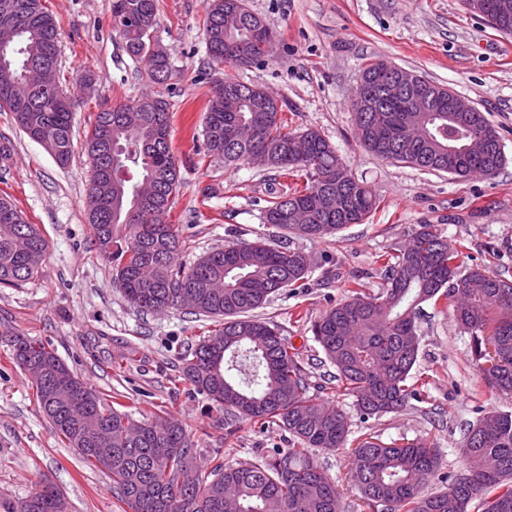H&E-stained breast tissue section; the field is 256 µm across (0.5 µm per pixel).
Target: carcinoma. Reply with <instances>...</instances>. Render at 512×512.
<instances>
[{
	"label": "carcinoma",
	"mask_w": 512,
	"mask_h": 512,
	"mask_svg": "<svg viewBox=\"0 0 512 512\" xmlns=\"http://www.w3.org/2000/svg\"><path fill=\"white\" fill-rule=\"evenodd\" d=\"M500 0H465L467 10L496 31L512 34V0L495 13ZM155 0H112V31L134 61L146 62L141 78L164 85L172 77L169 58L153 39ZM21 33L0 70V110L12 113L24 132L40 133V144L58 165L73 153L72 117L79 99L63 86L37 88L24 73L58 65L59 26L42 0H0V24ZM264 20L246 0H210L205 30L211 63L235 69L265 58L254 28ZM232 28L236 46L224 42ZM399 67L382 60L363 67L362 95L389 112H363L352 103L357 134L374 154L428 172L459 177L495 175L505 155L495 128L483 112H457L448 120V89L421 79L434 112H400L387 97V80ZM395 127L387 142L377 139V118ZM170 103L146 95L131 103L104 102L85 141L91 176L85 207L98 254L112 263L128 302L141 312L181 308L222 320L220 327L188 345L180 357L177 382L204 396L216 411L215 426L233 435L240 423L282 425L292 446L253 463L216 465L198 474L197 449L185 426L162 407L139 417L119 408L107 394L76 377L80 393L68 400L49 398L41 384L36 397L68 447L93 468L108 473L112 491L130 512H343L336 485L313 455L338 451L349 435L347 417L329 400L310 394L306 373L277 329L253 315L286 288L308 278L307 254L289 245L293 237L322 239L348 224H362L377 209L371 190L350 172L336 148L319 131L288 129L282 107L263 87L234 76L212 88L203 125L208 153L224 163L251 162L253 154L272 157L268 169L306 178L268 200L262 223L281 235L258 238L204 254L188 270L177 264L184 244L179 228L167 222L182 181L169 145ZM308 141L302 157L292 138ZM116 244L106 253L104 240ZM47 241L36 225L0 197V285L37 277ZM458 254L432 224H423L407 246L384 265L386 285L374 297L355 284L352 296L326 310L313 335L336 368V387L355 398L362 416L393 413L421 389L408 384L418 361L416 325L420 305L446 303L470 336L471 353L483 385L512 395V283L474 268L462 275ZM9 359L21 368L31 362L49 371L67 367L43 342L15 334ZM104 428L112 462L99 461L85 439L83 424ZM496 461L488 471L465 467L447 476L448 485L428 492L439 478V454L422 444L377 448L366 441L352 450L354 477L372 512H512V415L488 411L468 430L463 456ZM35 512H60L64 501L50 483L30 493Z\"/></svg>",
	"instance_id": "1"
}]
</instances>
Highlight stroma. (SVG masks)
I'll use <instances>...</instances> for the list:
<instances>
[{
    "label": "stroma",
    "instance_id": "stroma-1",
    "mask_svg": "<svg viewBox=\"0 0 512 512\" xmlns=\"http://www.w3.org/2000/svg\"><path fill=\"white\" fill-rule=\"evenodd\" d=\"M59 24L60 78L68 90L91 73L73 123V155L59 167L0 111V196L9 198L48 242L34 279L0 287V501L26 497L41 480L64 495L68 512H126L111 478L87 466L40 412L30 374L9 362L16 333L51 348L79 376L130 409L166 406L188 429L200 471L213 462L248 463L287 447L278 425H242L225 437L216 412L177 384L178 360L191 337L207 336L213 319L186 309L140 313L127 303L111 264L95 249L84 201L89 164L82 145L102 100L116 103L152 93L111 27L112 0H43ZM275 34L266 61L239 69L244 82L276 96L293 127L324 134L352 174L379 197L362 224L323 240H295L312 260L306 288L283 291L258 309L278 326L314 387L334 398L348 418L346 449L318 452L345 512H372L353 477L352 454L365 441L392 448L422 443L437 449L440 471L459 470L469 425L482 412L512 413V397L480 385L470 338L449 312L424 304L420 354L413 370L426 385L399 412L360 416L350 396L334 390L336 373L312 333L320 314L348 296L357 282L379 292L382 260L398 253L420 225H436L459 253L460 273L487 269L512 281V35L472 15L463 0H247ZM207 0H156L154 38L166 49L173 77L161 92L169 101L171 149L182 187L168 218L185 241L178 255L192 266L206 251L256 237H275L261 223L271 194L291 179L250 164L225 167L203 153V122L213 85L224 69L211 65L203 19ZM380 59L413 71L470 100L497 130L506 162L494 177L459 179L419 170L369 152L357 139L351 102L360 69Z\"/></svg>",
    "mask_w": 512,
    "mask_h": 512
}]
</instances>
